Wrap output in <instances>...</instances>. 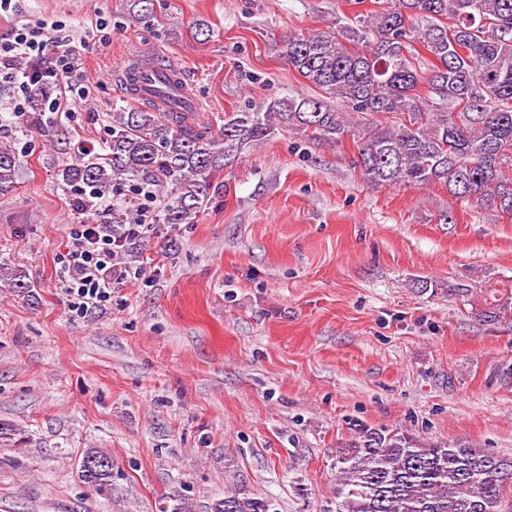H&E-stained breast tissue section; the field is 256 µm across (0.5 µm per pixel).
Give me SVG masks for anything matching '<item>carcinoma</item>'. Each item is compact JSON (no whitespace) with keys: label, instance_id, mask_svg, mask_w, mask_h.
I'll use <instances>...</instances> for the list:
<instances>
[{"label":"carcinoma","instance_id":"1","mask_svg":"<svg viewBox=\"0 0 512 512\" xmlns=\"http://www.w3.org/2000/svg\"><path fill=\"white\" fill-rule=\"evenodd\" d=\"M375 3L336 18L334 30L283 41L282 58L320 96H276L255 111L226 112L215 133L197 112L124 108L112 113L105 153L73 160L60 178L112 195L114 224L135 223L131 214L147 185L165 194L151 223L193 224L227 160L288 130L337 143L352 137L356 165L373 187L440 185L457 202L512 217V0ZM422 49L433 59L428 73ZM131 70L132 97L155 63L136 61ZM341 107L357 115L356 125ZM16 179V156L1 148L0 195ZM0 281L31 292L10 267L0 266ZM508 316L511 291L480 312L486 323ZM339 463L340 512H512V455L361 427ZM78 476L108 484L112 458L86 449ZM268 510L267 501L233 490L210 506V512Z\"/></svg>","mask_w":512,"mask_h":512}]
</instances>
